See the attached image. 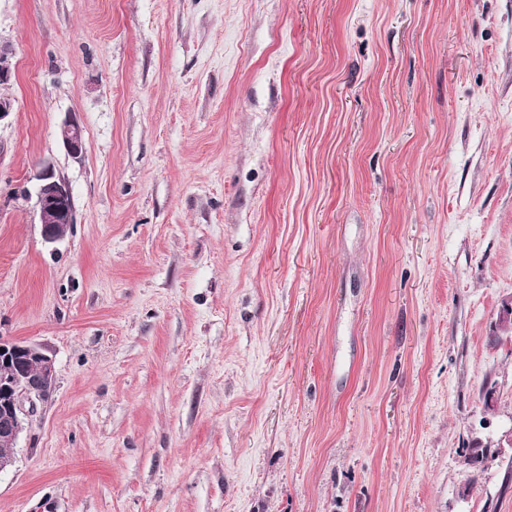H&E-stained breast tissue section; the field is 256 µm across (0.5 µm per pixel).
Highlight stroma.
I'll list each match as a JSON object with an SVG mask.
<instances>
[{
	"label": "stroma",
	"instance_id": "1",
	"mask_svg": "<svg viewBox=\"0 0 512 512\" xmlns=\"http://www.w3.org/2000/svg\"><path fill=\"white\" fill-rule=\"evenodd\" d=\"M0 50V337L56 362L0 512H512V0H0ZM64 145L68 153L77 158L83 155L85 150V142L82 129L79 124L74 122L66 123L63 134ZM36 207L42 238L54 244L63 239L75 220L73 198L66 182L45 167L37 176Z\"/></svg>",
	"mask_w": 512,
	"mask_h": 512
}]
</instances>
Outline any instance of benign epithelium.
I'll return each mask as SVG.
<instances>
[{
	"label": "benign epithelium",
	"instance_id": "7a95c632",
	"mask_svg": "<svg viewBox=\"0 0 512 512\" xmlns=\"http://www.w3.org/2000/svg\"><path fill=\"white\" fill-rule=\"evenodd\" d=\"M64 145L77 158L85 142L79 124L64 126ZM36 207L42 238L48 244L63 239L75 220L73 198L66 182L46 167L37 176ZM496 329L512 335V297L501 302ZM56 378L55 360L40 343L0 338V472L12 467L13 449L29 428L37 404L46 401Z\"/></svg>",
	"mask_w": 512,
	"mask_h": 512
}]
</instances>
